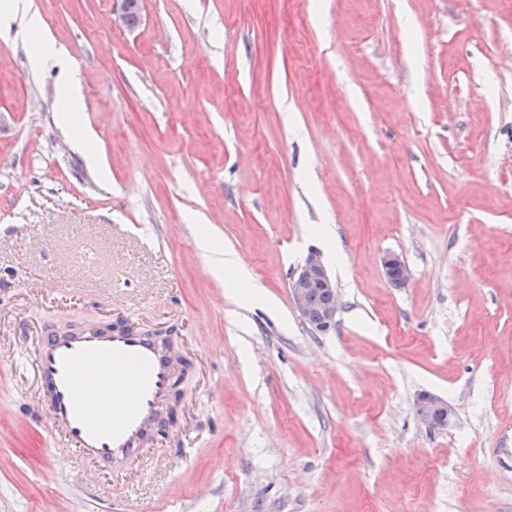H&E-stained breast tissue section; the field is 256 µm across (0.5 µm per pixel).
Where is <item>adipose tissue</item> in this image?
Here are the masks:
<instances>
[{"instance_id":"adipose-tissue-1","label":"adipose tissue","mask_w":512,"mask_h":512,"mask_svg":"<svg viewBox=\"0 0 512 512\" xmlns=\"http://www.w3.org/2000/svg\"><path fill=\"white\" fill-rule=\"evenodd\" d=\"M18 19L24 22L23 33L32 34L36 39L30 54L33 68L56 65L64 70L66 60L63 53L31 0H0V30L10 31L13 22ZM58 91L62 103L59 113L60 126L72 136L74 145L86 164L91 168L101 169L102 163L94 148L95 134L83 120L84 104L80 82L64 70ZM196 246L208 258V274L223 281L227 297L239 302L262 300V292L250 287V272L239 255L218 248L208 229H201L197 234Z\"/></svg>"}]
</instances>
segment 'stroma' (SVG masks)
I'll use <instances>...</instances> for the list:
<instances>
[{"instance_id":"35a3bbf8","label":"stroma","mask_w":512,"mask_h":512,"mask_svg":"<svg viewBox=\"0 0 512 512\" xmlns=\"http://www.w3.org/2000/svg\"><path fill=\"white\" fill-rule=\"evenodd\" d=\"M33 4L105 169L0 40V512H512V0ZM323 224L348 274L315 335L288 283ZM205 225L268 303L225 297ZM118 320L186 366L115 472L48 428L33 340ZM142 2L141 0H113L112 24L124 28H132L138 25L142 18ZM133 14L137 15V18L134 17L132 19V23L135 25L130 23V18ZM382 265L389 282L396 286H404L410 277V272L404 260L394 253L383 257ZM417 417L429 428H447L454 423L455 408L444 398L424 393L415 403Z\"/></svg>"}]
</instances>
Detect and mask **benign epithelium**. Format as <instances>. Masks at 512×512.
Listing matches in <instances>:
<instances>
[{"label":"benign epithelium","mask_w":512,"mask_h":512,"mask_svg":"<svg viewBox=\"0 0 512 512\" xmlns=\"http://www.w3.org/2000/svg\"><path fill=\"white\" fill-rule=\"evenodd\" d=\"M142 0H113L112 24L117 27H131L130 18H142ZM382 265L389 282L401 287L407 283L410 272L407 264L397 254L383 257ZM316 288H324L329 294H337L336 281L322 262L320 253L307 255L303 264L294 272L289 282V291L294 307L304 325L314 334L325 335L336 329L339 300H332L328 306L317 312L311 308L310 294ZM417 417L430 428H447L454 423L455 408L444 398L424 393L415 403Z\"/></svg>","instance_id":"benign-epithelium-1"}]
</instances>
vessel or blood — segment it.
<instances>
[{
    "label": "vessel or blood",
    "instance_id": "b4317fda",
    "mask_svg": "<svg viewBox=\"0 0 512 512\" xmlns=\"http://www.w3.org/2000/svg\"><path fill=\"white\" fill-rule=\"evenodd\" d=\"M36 379L48 424L89 461L114 469L138 459L160 429L162 405L177 380L167 349L132 326L63 330L46 325L35 341ZM111 378L102 390L90 371ZM122 401L111 423L96 420L89 396Z\"/></svg>",
    "mask_w": 512,
    "mask_h": 512
}]
</instances>
